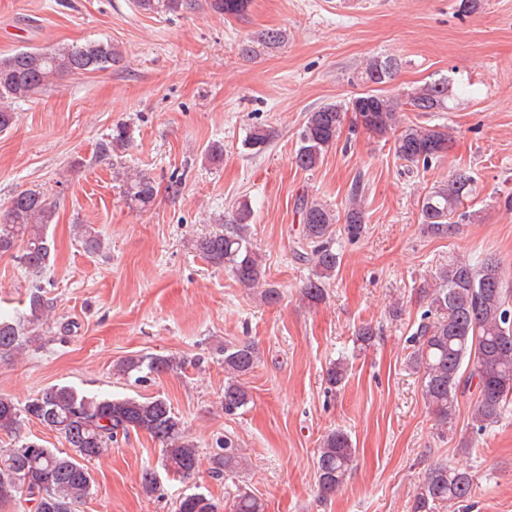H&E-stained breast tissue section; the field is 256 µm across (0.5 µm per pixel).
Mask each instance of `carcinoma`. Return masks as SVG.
I'll list each match as a JSON object with an SVG mask.
<instances>
[{
    "instance_id": "carcinoma-1",
    "label": "carcinoma",
    "mask_w": 512,
    "mask_h": 512,
    "mask_svg": "<svg viewBox=\"0 0 512 512\" xmlns=\"http://www.w3.org/2000/svg\"><path fill=\"white\" fill-rule=\"evenodd\" d=\"M250 0H205L206 8L218 15L240 17ZM144 13L179 14L196 6V0H135ZM286 34L268 29L255 39L238 44L243 56L258 49L275 50L285 42ZM123 61L120 50L110 42L86 41L51 49L19 50L0 59V132L14 123L11 105L27 101L59 76L106 71ZM398 67L391 57H372L359 71V80L368 90L347 102L325 104L306 113L298 134L296 165L315 169L325 152L336 144L341 128L352 115L356 125L377 138L393 137L396 157L408 166L430 163L445 157L452 140L448 127L432 128L406 124L401 112H445L449 109V85L446 78L417 86L404 96L383 89L391 83ZM272 134L253 127L243 141L248 151L257 154L270 143ZM131 144L129 128L118 124L98 143L100 157L125 152ZM123 194L129 205L149 206L156 195L154 179L142 170L122 173ZM476 191L472 176L465 170H453L434 184L421 201L423 231L435 237H451L459 226L470 223L474 213L464 209V201ZM363 187L355 185L345 208L343 231L351 240L364 231L361 205ZM301 230L293 249L294 258L310 265L311 273L302 290L304 301L317 305L325 298L326 281L336 275L340 254L334 248L335 224L339 216L329 206L309 198L296 205ZM56 217V205L39 191L28 189L15 194L0 224V254L10 253L25 268L42 273L49 267L51 241L47 230ZM253 212L247 201L232 206L217 220L221 228L198 237L194 249L210 264L227 270L235 281L249 287H262L261 297L277 302V289L266 286L265 270L251 242ZM77 240L92 253L102 248L98 230L89 224H77ZM439 286L425 292L427 311L412 338L414 350L408 365L422 373L423 395L436 422L442 427L452 423L459 398L474 400L472 427L483 432L495 426L512 403V281L501 261L495 258L470 260L452 257L436 271ZM48 308L41 286L35 285L28 296V322L36 324ZM23 346L22 325L12 317L0 315V357L12 356ZM254 344L241 342L224 345V414L232 416L251 402L242 383L258 363ZM181 365L172 355L154 354L128 358L121 371L147 370L163 373ZM348 366L338 360L326 372L329 390L345 383ZM25 419H35L57 433L70 451L47 448L26 441L15 448L0 449V502L25 499L34 503V512H77L90 496L93 477L88 463L103 456L118 436L142 431L162 446L163 469L172 475L192 474L198 461V448L184 435L181 420L161 397L138 400L102 394L89 396L67 385H54L20 403L0 394V433L14 434ZM223 452L213 456L214 474L231 476L242 471L243 456L239 444L224 437ZM357 448L342 431L325 435L318 448L315 469L319 495L328 500L345 485L356 460ZM476 482L470 470L436 464L418 483L410 512H442L466 501L475 492ZM178 512H217L216 504L202 493L182 498ZM234 512H264L262 502L246 487L240 486Z\"/></svg>"
}]
</instances>
